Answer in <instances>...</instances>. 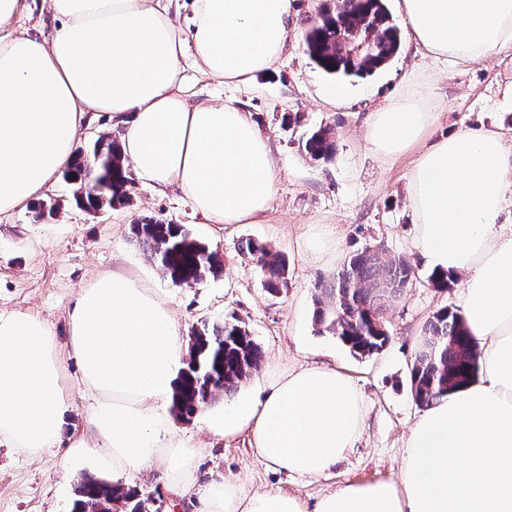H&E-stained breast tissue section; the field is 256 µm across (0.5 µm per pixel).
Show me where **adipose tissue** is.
<instances>
[{"mask_svg": "<svg viewBox=\"0 0 512 512\" xmlns=\"http://www.w3.org/2000/svg\"><path fill=\"white\" fill-rule=\"evenodd\" d=\"M173 0H50L60 25L40 41L0 33V214L43 195L71 164L80 129L121 118L137 179L175 189L210 224H252L269 210L280 169L270 141L234 98L190 103L186 49L209 75L248 85L284 54L293 0H192L189 32ZM415 46L467 63L512 49V0H401ZM440 105L415 91L372 114L370 151L417 157L407 199L415 247L432 272L461 279L462 316L483 374L426 407L403 448L398 481L346 483L307 504L298 495L210 486L201 512H512V144L483 126L428 140ZM70 351L94 396L97 441L71 438L63 464L119 477L164 461L175 497L192 493L201 448L169 416L186 368L183 328L168 302L119 273L81 289L69 313ZM46 320L0 311V444L37 457L57 445L72 402ZM365 403L353 378L300 366L225 403L210 432L247 435L274 468L319 476L355 447Z\"/></svg>", "mask_w": 512, "mask_h": 512, "instance_id": "obj_1", "label": "adipose tissue"}]
</instances>
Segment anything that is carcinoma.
Wrapping results in <instances>:
<instances>
[{
    "label": "carcinoma",
    "mask_w": 512,
    "mask_h": 512,
    "mask_svg": "<svg viewBox=\"0 0 512 512\" xmlns=\"http://www.w3.org/2000/svg\"><path fill=\"white\" fill-rule=\"evenodd\" d=\"M373 36L374 51L367 61L350 56L349 30ZM401 31L385 0H348L346 11L324 8L305 36V51L325 73L350 78L373 73L399 52ZM301 148L314 162L327 163L336 154L334 129L319 127L301 141ZM91 157L74 156L68 173L74 186L73 198L97 209L106 204H125L130 199L128 165L122 146L114 139L100 138L86 150ZM97 186L103 193L88 196L84 189ZM147 257L175 285H189L221 269L217 251L193 238L181 224L149 219L132 227ZM274 293L287 286L286 261L281 254L256 241L241 246ZM417 279L416 266L406 257L386 258L377 249L364 247L353 252L332 280L321 288L315 321L322 331L338 337L361 356L374 354L388 343L383 311L388 302L400 298ZM191 358L201 371L187 367L173 394L172 412L190 419L202 406L200 379L205 372L224 378L222 393L232 396L240 384L262 364L261 347L239 325L238 319L202 325L191 337ZM480 353L468 336L463 317L448 308L437 311L424 328L421 345L411 368V389L417 404L427 407L477 379ZM149 499L121 483L86 479L80 484L73 512H150Z\"/></svg>",
    "instance_id": "obj_1"
}]
</instances>
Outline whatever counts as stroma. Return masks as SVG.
Returning <instances> with one entry per match:
<instances>
[{
  "label": "stroma",
  "instance_id": "stroma-1",
  "mask_svg": "<svg viewBox=\"0 0 512 512\" xmlns=\"http://www.w3.org/2000/svg\"><path fill=\"white\" fill-rule=\"evenodd\" d=\"M322 3L294 0L295 33L286 52L273 69L236 92L269 138L281 171L276 196L259 223H207L180 191L161 193L138 180L131 184L129 203L86 210L76 206L73 187L60 174L42 197L44 203L58 204L56 215L38 217L29 205L0 216V310L36 314L51 323L65 356L64 382L72 400L57 448L31 458L0 445V512H72L78 485L91 475L87 469L70 473L62 465L70 438H95L90 425L93 398L81 382L78 363L68 355L67 316L80 289L115 272L150 280L168 300L185 335L205 324L238 318L262 349L259 375L304 362L334 364L348 371L364 395L367 413L360 441L319 478L273 469L252 456L245 437H214L203 413L174 419L185 442L206 450L198 461V489L232 480L249 494L279 491L312 503L341 483L398 480L404 443L422 412L410 382L416 349L435 312L459 310L461 287L440 290L428 282L430 270L414 247L416 228L406 200L416 154L381 162L366 144L368 120L402 91L410 73L420 72L433 75L429 93L443 106L432 137L495 125L512 139V103L503 98L505 86L512 83V52L494 51L472 63L445 66L417 52L405 38L383 69L338 80L305 51V34ZM28 4L5 24V31L48 37L57 25L48 0ZM182 68L190 102L223 101L228 93L223 81L203 73L192 56H185ZM287 112L300 113L301 123L284 126ZM320 126L334 128L336 156L319 164L305 155L299 139ZM148 218L185 225L219 252L222 271L189 286L163 277L132 235L133 225ZM249 238L284 256L288 286L280 294L267 292L241 254L239 243ZM365 246L410 258L418 276L387 306V346L361 357L323 332L313 311L319 285ZM163 468L156 463L123 484L153 497L151 512H199L197 499L173 496L161 478Z\"/></svg>",
  "mask_w": 512,
  "mask_h": 512
}]
</instances>
